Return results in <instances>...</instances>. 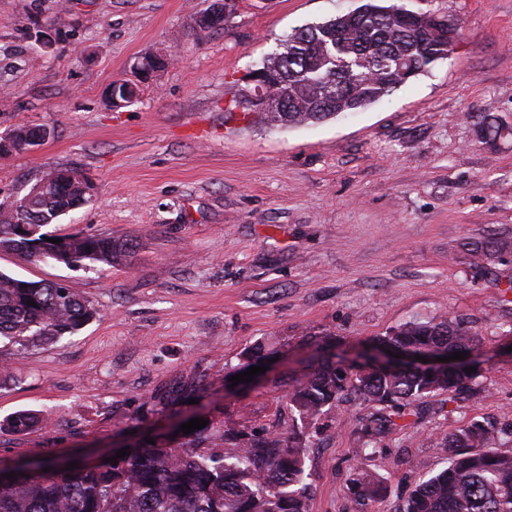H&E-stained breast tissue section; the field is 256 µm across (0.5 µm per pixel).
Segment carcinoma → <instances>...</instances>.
<instances>
[{
	"instance_id": "obj_1",
	"label": "carcinoma",
	"mask_w": 512,
	"mask_h": 512,
	"mask_svg": "<svg viewBox=\"0 0 512 512\" xmlns=\"http://www.w3.org/2000/svg\"><path fill=\"white\" fill-rule=\"evenodd\" d=\"M459 28L430 11L405 4L367 0L354 11L295 29L261 65L252 69L270 82L277 105L257 108L249 101L250 85L238 104L269 127L316 123L376 103L448 58ZM504 128L492 119L477 124V134L494 141ZM78 187H45L43 196L25 210L0 205V250L41 256L44 228L74 204ZM28 222V230L20 221ZM63 264L112 265L128 250L112 237L95 233L60 236ZM469 265L493 273L499 255L512 241L486 237L463 244ZM35 305H30V302ZM95 314L90 303L57 283L21 280L0 272V342L19 350L35 342H52L80 330ZM482 340L470 322L457 316L406 322L369 341L365 351L428 355L466 353L449 372L394 369L368 362L313 369L288 384L281 402L292 414L288 428L253 432L249 443L204 448L209 429L188 442L170 440L138 449L131 457L107 465H77L61 472L56 459L41 462L42 471L19 472L0 483V512H307L312 487L305 473L307 439L319 433V421L344 396L393 413L377 412L365 426L376 437L415 415L425 399L448 393L455 402L470 389L477 373L466 372L479 355ZM344 376H339V373ZM38 418L21 411L6 420L16 433ZM512 438V429L471 420L448 434V467L416 484L400 512H512V451L493 442ZM353 512H371L386 491V481L355 468L349 480Z\"/></svg>"
}]
</instances>
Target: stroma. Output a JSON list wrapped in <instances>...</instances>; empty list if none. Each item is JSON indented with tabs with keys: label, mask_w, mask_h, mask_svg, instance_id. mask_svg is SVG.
Wrapping results in <instances>:
<instances>
[{
	"label": "stroma",
	"mask_w": 512,
	"mask_h": 512,
	"mask_svg": "<svg viewBox=\"0 0 512 512\" xmlns=\"http://www.w3.org/2000/svg\"><path fill=\"white\" fill-rule=\"evenodd\" d=\"M457 23L449 57L383 100L319 123L271 130L235 102L241 75L296 27L362 0H237L201 35L211 0H0V131L55 128L35 152L0 159V204L50 171L78 167L94 200L57 234L127 243L111 265L30 263L0 251V271L62 282L97 315L77 333L0 356V464L82 456L165 435L173 419L214 431L278 419L289 377L317 356L310 332L355 356L410 320L468 318L482 338L477 396L436 395L406 426L369 444L372 405L325 414L305 451L309 512H351L356 467L386 479L372 512H399L415 483L448 465L443 439L471 420L512 427V251L475 274L462 245L512 239V136L478 139L487 115L512 127V0H405ZM53 31V49L35 42ZM169 63L115 108L106 95L144 55ZM279 359L231 384L243 351ZM213 2L217 3L213 5L207 13L196 16L195 25L197 28L198 23L202 24L204 27L209 26L212 29L221 28L225 25V23L230 19V17L235 13L237 9L236 4H234L228 14L225 15L224 0H215Z\"/></svg>",
	"instance_id": "35a3bbf8"
}]
</instances>
